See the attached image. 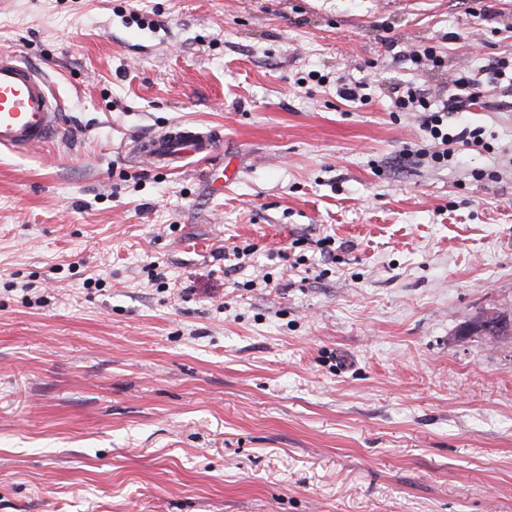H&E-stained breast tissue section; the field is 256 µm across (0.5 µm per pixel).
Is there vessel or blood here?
<instances>
[{
    "label": "vessel or blood",
    "mask_w": 512,
    "mask_h": 512,
    "mask_svg": "<svg viewBox=\"0 0 512 512\" xmlns=\"http://www.w3.org/2000/svg\"><path fill=\"white\" fill-rule=\"evenodd\" d=\"M63 112L39 66L17 51H0V148L25 154L46 145L57 134ZM220 144L209 128L173 125L134 140L130 152L136 160L170 168L190 158H211Z\"/></svg>",
    "instance_id": "obj_1"
}]
</instances>
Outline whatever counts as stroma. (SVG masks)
Instances as JSON below:
<instances>
[{
  "instance_id": "35a3bbf8",
  "label": "stroma",
  "mask_w": 512,
  "mask_h": 512,
  "mask_svg": "<svg viewBox=\"0 0 512 512\" xmlns=\"http://www.w3.org/2000/svg\"><path fill=\"white\" fill-rule=\"evenodd\" d=\"M485 3L0 0L65 106L0 148V512H512V330L462 332L512 320V111L404 164L393 107L512 54ZM175 124L220 131L223 194L128 162ZM443 51L438 44L433 42L426 43L421 46L413 47L406 51H400L393 59L410 64L414 69L425 68L430 66L432 69L444 66Z\"/></svg>"
}]
</instances>
